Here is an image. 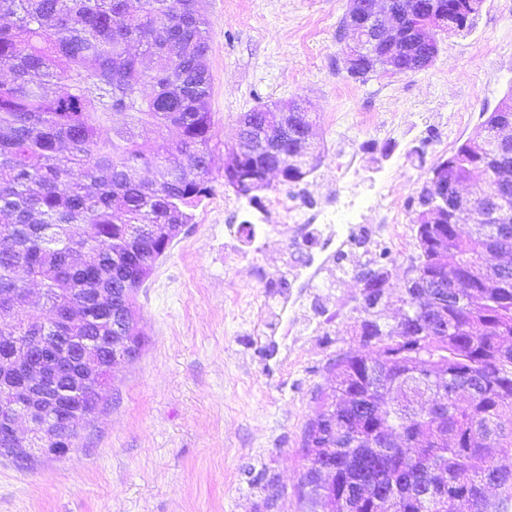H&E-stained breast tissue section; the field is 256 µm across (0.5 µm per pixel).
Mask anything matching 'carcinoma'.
Listing matches in <instances>:
<instances>
[{
	"instance_id": "obj_1",
	"label": "carcinoma",
	"mask_w": 512,
	"mask_h": 512,
	"mask_svg": "<svg viewBox=\"0 0 512 512\" xmlns=\"http://www.w3.org/2000/svg\"><path fill=\"white\" fill-rule=\"evenodd\" d=\"M0 0V296L23 298L24 319L0 322L11 346L70 366L56 386L57 400L88 403L101 384L76 359L80 350L105 351L118 336L124 313L112 295L134 306L191 209L210 195L209 175L218 149L210 107L208 21L202 0ZM437 27L461 32L483 0H432ZM137 44L154 61L147 73L130 53ZM151 86L147 95L145 86ZM121 114L124 122L112 124ZM277 103H263L240 118L243 135L228 149L233 172L224 184L258 200L267 176L301 181L308 170L295 151L313 122L308 112L288 116L279 129ZM152 127L155 145L144 149L137 130ZM265 133L272 155L253 152ZM501 137L495 112L475 134L431 170L421 194L441 184L463 185L475 170L512 180V142ZM189 155L186 168L180 157ZM154 166L143 181L139 169ZM179 168L182 177L169 180ZM418 266L436 278L455 272L466 285L441 307L446 332L421 318L392 333L373 318L385 294L386 275L364 280L359 336L378 345V358L345 352L333 365L332 383L317 396L318 412L305 429L303 458L336 462V497L325 512H512V474L476 499L500 461L512 458V264L498 285L480 262L487 254L512 256L508 231L491 217L462 233L445 205L415 218ZM83 227L76 235L72 228ZM41 288L31 302L29 284ZM48 308L47 322L38 311ZM465 377L481 381L479 396L449 394ZM445 402L437 419L431 403ZM57 448L78 447L76 422L53 429ZM399 495L387 505L380 492ZM447 487L448 499L435 492Z\"/></svg>"
}]
</instances>
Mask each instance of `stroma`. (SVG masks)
I'll use <instances>...</instances> for the list:
<instances>
[{
  "label": "stroma",
  "instance_id": "1",
  "mask_svg": "<svg viewBox=\"0 0 512 512\" xmlns=\"http://www.w3.org/2000/svg\"><path fill=\"white\" fill-rule=\"evenodd\" d=\"M348 0H205L211 109L224 147L242 113L305 97L320 158L304 182L312 198L337 195L338 154H354L367 183L402 206L405 224L433 165L473 136L483 114L512 89V0H484L471 27L438 39L426 69L356 78L336 38ZM212 192L174 239L136 306L142 348L113 367L101 408L78 424L62 459L21 467L0 456V512H304L299 498L304 430L339 355L362 345L365 250L343 254L290 310L296 332L280 340L289 291L288 240L276 224L258 244L233 239L251 206L224 184L216 158ZM412 254L382 259L385 320L400 308Z\"/></svg>",
  "mask_w": 512,
  "mask_h": 512
}]
</instances>
